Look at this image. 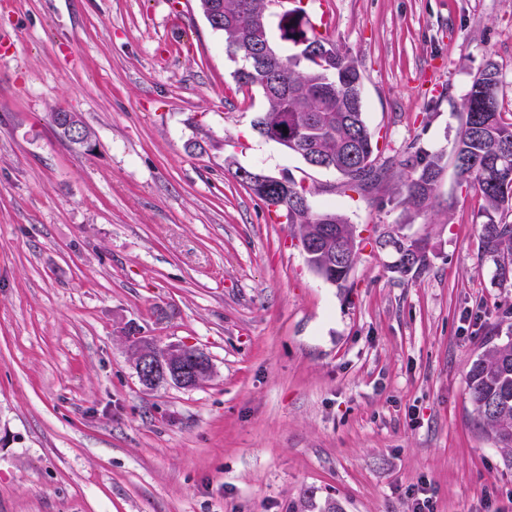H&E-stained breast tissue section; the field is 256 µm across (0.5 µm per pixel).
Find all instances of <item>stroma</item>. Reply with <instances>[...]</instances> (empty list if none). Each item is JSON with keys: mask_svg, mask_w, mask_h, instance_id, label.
<instances>
[{"mask_svg": "<svg viewBox=\"0 0 512 512\" xmlns=\"http://www.w3.org/2000/svg\"><path fill=\"white\" fill-rule=\"evenodd\" d=\"M360 69L381 158L443 155L426 211L408 168L369 194L266 141L263 100L197 0L0 5V512H512V455L480 427L468 374L512 325L461 184L462 104L499 64L512 122V0H328ZM79 113L87 152L49 115ZM288 175L361 243L351 285L310 270L288 224L235 176ZM425 237L402 278L384 226ZM209 360L192 388L144 387L124 333Z\"/></svg>", "mask_w": 512, "mask_h": 512, "instance_id": "obj_1", "label": "stroma"}]
</instances>
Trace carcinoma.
<instances>
[{
  "mask_svg": "<svg viewBox=\"0 0 512 512\" xmlns=\"http://www.w3.org/2000/svg\"><path fill=\"white\" fill-rule=\"evenodd\" d=\"M211 28L224 36L227 52L243 62L235 71L241 86L258 87L264 106L253 124L268 141L298 155L304 162L320 157L326 169L340 175L345 190L376 188L389 171L377 161L378 142L363 118V104L356 101L361 75L354 58L334 50V61L321 63L306 57L314 44L329 40L308 34V23L282 15L280 39L298 47L284 54L271 40L270 14L264 0H198ZM288 114V136L272 132L271 123ZM463 126L454 148L461 181L477 187L484 202L487 222L479 227L481 251L495 266L502 283L512 281V123L503 121L498 99L486 100L469 90L464 104ZM406 165L414 175L404 183L403 202L423 208L435 196L442 172V154L421 148L391 159L390 165ZM305 191L292 177H284L280 188L265 194L252 190L267 207L285 213L287 223L306 225V235L335 242L356 235L354 225L332 210L307 214L288 208L289 195ZM357 253L343 265L328 266L321 257L307 264L331 284L344 288ZM468 394L487 436L500 448L512 449V326L503 336H491L485 350L473 362L468 376Z\"/></svg>",
  "mask_w": 512,
  "mask_h": 512,
  "instance_id": "carcinoma-1",
  "label": "carcinoma"
}]
</instances>
